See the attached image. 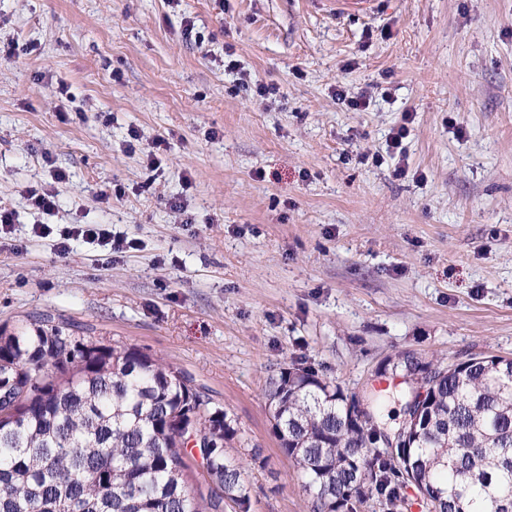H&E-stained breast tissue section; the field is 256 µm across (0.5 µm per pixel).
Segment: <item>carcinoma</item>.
Returning <instances> with one entry per match:
<instances>
[{"mask_svg": "<svg viewBox=\"0 0 512 512\" xmlns=\"http://www.w3.org/2000/svg\"><path fill=\"white\" fill-rule=\"evenodd\" d=\"M403 377L431 376L432 395L396 434L348 421V394L311 367L269 382L273 429L312 496L311 512H512V360L472 357L459 367L392 360ZM193 379L135 346L94 342L40 320L0 329V512H248L249 481L226 445L241 439L224 408L201 404ZM196 421L209 448L188 447ZM416 491L411 502L408 490Z\"/></svg>", "mask_w": 512, "mask_h": 512, "instance_id": "carcinoma-1", "label": "carcinoma"}]
</instances>
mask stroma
<instances>
[{
  "instance_id": "1",
  "label": "stroma",
  "mask_w": 512,
  "mask_h": 512,
  "mask_svg": "<svg viewBox=\"0 0 512 512\" xmlns=\"http://www.w3.org/2000/svg\"><path fill=\"white\" fill-rule=\"evenodd\" d=\"M9 42L0 327L49 317L188 372L267 460L249 512H310L273 432L281 369L311 366L392 432L389 358H512V0H0ZM30 185L59 194L52 234ZM79 224L134 246L59 251Z\"/></svg>"
}]
</instances>
